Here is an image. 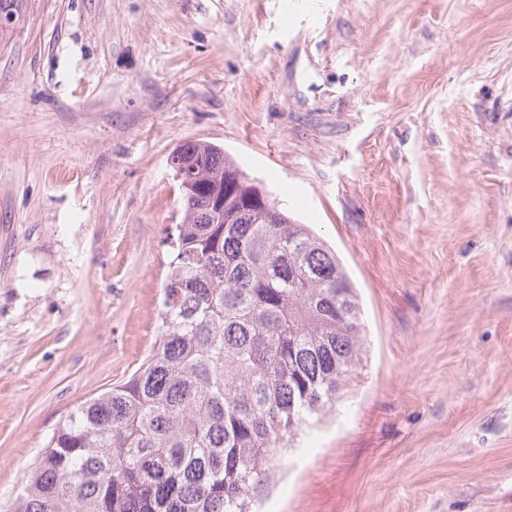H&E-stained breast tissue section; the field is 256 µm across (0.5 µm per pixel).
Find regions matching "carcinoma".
I'll use <instances>...</instances> for the list:
<instances>
[{
  "mask_svg": "<svg viewBox=\"0 0 512 512\" xmlns=\"http://www.w3.org/2000/svg\"><path fill=\"white\" fill-rule=\"evenodd\" d=\"M27 9L0 0V41ZM175 159L183 220L154 345L59 423L9 512H254L278 453L362 365L359 298L334 251L271 214L223 148L191 141Z\"/></svg>",
  "mask_w": 512,
  "mask_h": 512,
  "instance_id": "carcinoma-1",
  "label": "carcinoma"
}]
</instances>
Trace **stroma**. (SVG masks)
<instances>
[{
  "label": "stroma",
  "mask_w": 512,
  "mask_h": 512,
  "mask_svg": "<svg viewBox=\"0 0 512 512\" xmlns=\"http://www.w3.org/2000/svg\"><path fill=\"white\" fill-rule=\"evenodd\" d=\"M196 140L336 250L367 331L261 512H512V0H29L0 42V503L151 350Z\"/></svg>",
  "instance_id": "35a3bbf8"
}]
</instances>
